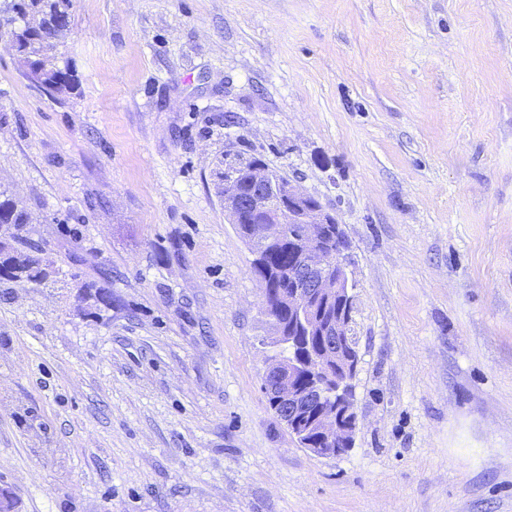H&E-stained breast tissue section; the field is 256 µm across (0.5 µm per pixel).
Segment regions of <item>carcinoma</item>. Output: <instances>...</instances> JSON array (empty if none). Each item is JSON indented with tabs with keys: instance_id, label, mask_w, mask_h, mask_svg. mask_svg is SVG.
<instances>
[{
	"instance_id": "1",
	"label": "carcinoma",
	"mask_w": 512,
	"mask_h": 512,
	"mask_svg": "<svg viewBox=\"0 0 512 512\" xmlns=\"http://www.w3.org/2000/svg\"><path fill=\"white\" fill-rule=\"evenodd\" d=\"M71 6L72 0H25L21 14L13 12V0H3L0 6V13H13L7 19L12 24L10 33L18 43L24 42L29 46L28 54L33 58V64L39 66L49 81L50 94H59L69 87L70 70L66 65H59V53L50 38H26L25 19L30 15L49 26H67L70 24ZM27 223L25 209L8 190L0 189V279H24L40 285L50 278V263L44 257L40 244L24 234ZM251 252L256 255L253 268L272 283L264 305L265 314L274 332L282 334L281 338L272 341L275 352L270 359L281 362L310 358V350L315 348L316 340H310L308 347L304 346L302 339L288 341V307L279 296V289H288L284 283L289 264L285 246L253 245Z\"/></svg>"
}]
</instances>
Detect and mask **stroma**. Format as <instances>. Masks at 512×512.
<instances>
[{
	"mask_svg": "<svg viewBox=\"0 0 512 512\" xmlns=\"http://www.w3.org/2000/svg\"><path fill=\"white\" fill-rule=\"evenodd\" d=\"M73 87L0 38V185L54 273L0 280L14 512H512V0H73ZM332 209L351 448H301L213 171ZM93 283L111 308L81 300Z\"/></svg>",
	"mask_w": 512,
	"mask_h": 512,
	"instance_id": "35a3bbf8",
	"label": "stroma"
}]
</instances>
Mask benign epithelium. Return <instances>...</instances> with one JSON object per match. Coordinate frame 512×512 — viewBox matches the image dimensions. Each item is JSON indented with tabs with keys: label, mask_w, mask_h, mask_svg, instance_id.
<instances>
[{
	"label": "benign epithelium",
	"mask_w": 512,
	"mask_h": 512,
	"mask_svg": "<svg viewBox=\"0 0 512 512\" xmlns=\"http://www.w3.org/2000/svg\"><path fill=\"white\" fill-rule=\"evenodd\" d=\"M224 215L231 224L247 221L249 239L274 243L299 225L296 260L288 274V320L323 346L315 366L266 361L263 389L274 396L281 421L308 451L335 457L352 445L357 413L352 376L358 359L348 356L354 288L346 271L345 243L336 215L318 198L270 170L259 160L224 162ZM336 226V246L326 245ZM336 371V384L324 376Z\"/></svg>",
	"instance_id": "1"
}]
</instances>
